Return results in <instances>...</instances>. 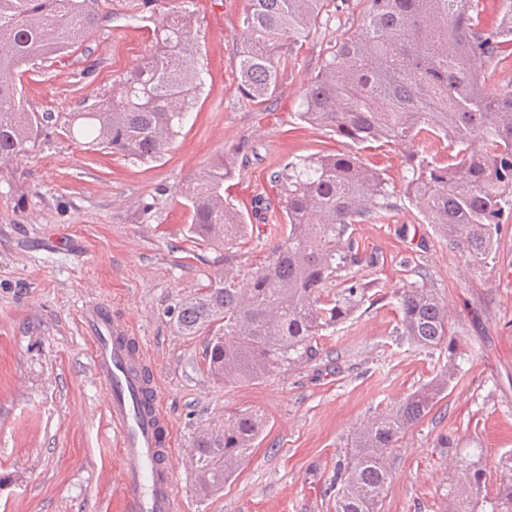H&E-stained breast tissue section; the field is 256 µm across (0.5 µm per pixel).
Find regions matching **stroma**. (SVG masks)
Here are the masks:
<instances>
[{
    "label": "stroma",
    "instance_id": "1",
    "mask_svg": "<svg viewBox=\"0 0 512 512\" xmlns=\"http://www.w3.org/2000/svg\"><path fill=\"white\" fill-rule=\"evenodd\" d=\"M128 4L101 0L110 20L87 48L22 75L28 110L74 111L108 95L150 53L153 20L130 19ZM245 7L246 0H192L208 73L161 159L89 149L55 130L16 168H0V512H121L117 437L79 322L92 302L129 326L161 384L181 512H335L328 486L355 424L431 381L446 361L397 333L393 291L415 281L419 266L448 307L460 369L446 397L391 449L392 485L380 512H448L464 456L486 471L483 495L496 493L512 456V219L500 227L487 271L471 272L403 196V148L358 151L298 120L305 85L360 24L363 0H330L263 105L237 88L234 46ZM353 150L392 194L384 221L350 228L363 258L351 273L374 284L373 304L270 378L213 383L204 337L177 332L173 310L207 287L224 252L189 238L183 190L228 153L235 202L271 200L270 176L284 164ZM228 405L258 411L266 427L234 479L204 498L192 441Z\"/></svg>",
    "mask_w": 512,
    "mask_h": 512
}]
</instances>
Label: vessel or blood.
<instances>
[{
  "label": "vessel or blood",
  "mask_w": 512,
  "mask_h": 512,
  "mask_svg": "<svg viewBox=\"0 0 512 512\" xmlns=\"http://www.w3.org/2000/svg\"><path fill=\"white\" fill-rule=\"evenodd\" d=\"M80 322L94 349L113 430L120 438V484L126 512H179L170 427L156 379H143L146 354L124 324L96 306Z\"/></svg>",
  "instance_id": "vessel-or-blood-1"
}]
</instances>
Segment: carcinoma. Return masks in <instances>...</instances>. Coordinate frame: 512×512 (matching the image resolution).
<instances>
[{
    "mask_svg": "<svg viewBox=\"0 0 512 512\" xmlns=\"http://www.w3.org/2000/svg\"><path fill=\"white\" fill-rule=\"evenodd\" d=\"M327 0H247L236 41L238 89L263 105L279 88L288 54L315 27ZM366 0L356 30L336 44L302 95L301 121L354 144L393 143L409 155L402 193L465 262L480 270L512 212V82L488 88L490 64L512 56V0ZM106 15L100 0H0V160L16 162L42 133H83L90 143L134 160L161 158L180 133L204 80L197 21L187 10L159 12L152 52L120 78L110 95L77 112H29L18 92L21 68L86 43ZM446 143L448 160L415 152L419 141ZM218 160L185 198L190 238L224 247V270L174 317L185 336L207 337L205 361L216 382H252L352 317L369 283L335 278L362 262L348 235L353 224L381 221L393 207L388 183L355 153L319 154L273 175L286 236L271 256L243 271L234 242L248 230L244 211L224 197L235 178ZM395 293L398 335L414 347L448 350V310L427 272ZM450 362L430 382L357 426L330 485L335 512H378L391 477L387 454L444 398L455 379ZM252 409L226 408L194 437L196 482L208 496L224 488L260 435ZM496 494L480 496L483 468L464 462L452 512H512V458Z\"/></svg>",
    "mask_w": 512,
    "mask_h": 512,
    "instance_id": "obj_1",
    "label": "carcinoma"
}]
</instances>
